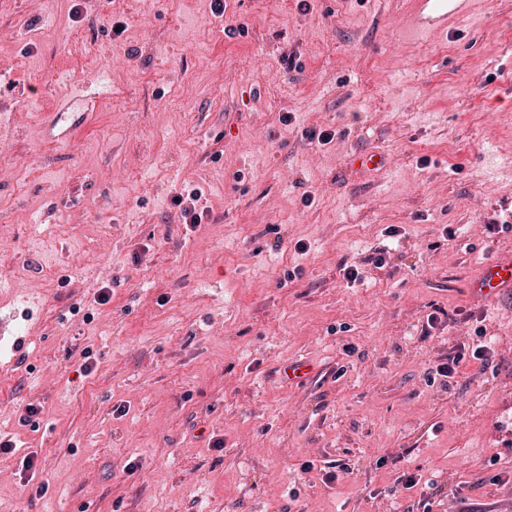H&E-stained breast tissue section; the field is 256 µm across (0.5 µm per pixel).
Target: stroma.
Instances as JSON below:
<instances>
[{"label":"stroma","instance_id":"1","mask_svg":"<svg viewBox=\"0 0 512 512\" xmlns=\"http://www.w3.org/2000/svg\"><path fill=\"white\" fill-rule=\"evenodd\" d=\"M223 3L0 0V512H512V298L468 290L512 252V0L423 41L409 0ZM104 90L100 78L94 83L79 88L64 104L58 106L54 112L47 113L46 126L48 131L47 143L61 145L70 142L74 134L83 127L90 112L80 109L81 104ZM186 193V194H185ZM185 195V196H184ZM201 194L195 189L186 190L184 189L180 194L175 196V203L178 206H182L183 215L187 220V224H199L203 215V212H196L195 203L200 199ZM491 356L492 351L487 344L468 345V347L464 345L453 356H449L448 361L438 365L435 373L441 377L453 379L458 374L461 363L467 358L485 367Z\"/></svg>","mask_w":512,"mask_h":512}]
</instances>
